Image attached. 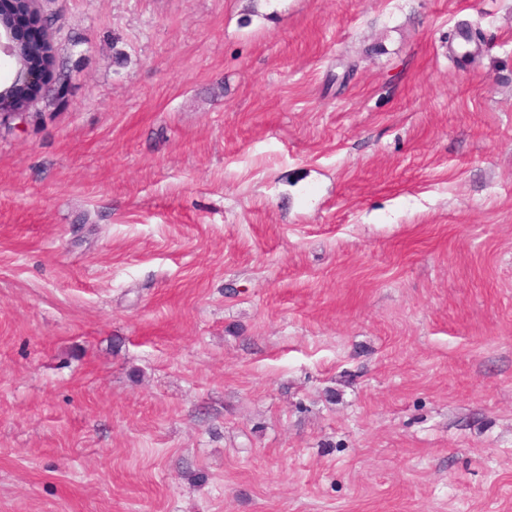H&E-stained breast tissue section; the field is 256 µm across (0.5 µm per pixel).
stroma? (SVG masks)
<instances>
[{
  "instance_id": "35a3bbf8",
  "label": "stroma",
  "mask_w": 512,
  "mask_h": 512,
  "mask_svg": "<svg viewBox=\"0 0 512 512\" xmlns=\"http://www.w3.org/2000/svg\"><path fill=\"white\" fill-rule=\"evenodd\" d=\"M49 8L0 512H512V0Z\"/></svg>"
}]
</instances>
